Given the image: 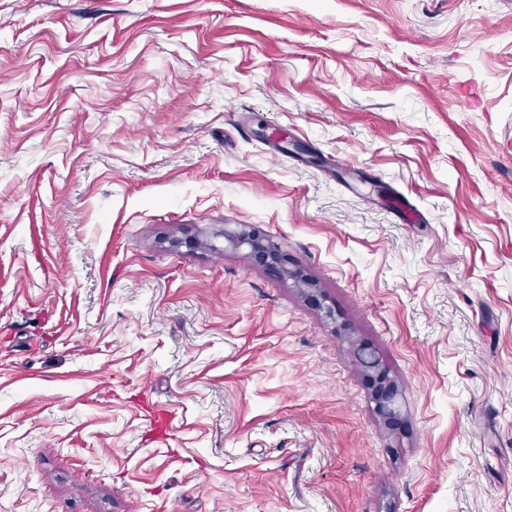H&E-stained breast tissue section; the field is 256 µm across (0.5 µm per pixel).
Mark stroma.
<instances>
[{"label":"stroma","mask_w":512,"mask_h":512,"mask_svg":"<svg viewBox=\"0 0 512 512\" xmlns=\"http://www.w3.org/2000/svg\"><path fill=\"white\" fill-rule=\"evenodd\" d=\"M0 512H512V0H0ZM224 241L228 246L239 249L247 246L250 253L261 261H265L271 268L285 277H299L296 269L288 268V256L281 252L273 242L260 240L254 234L246 231H228L224 229ZM358 351L362 356V364L371 381L376 411L381 415L385 423L396 422L399 415L397 388L388 378L378 360L367 348L359 347Z\"/></svg>","instance_id":"obj_1"}]
</instances>
